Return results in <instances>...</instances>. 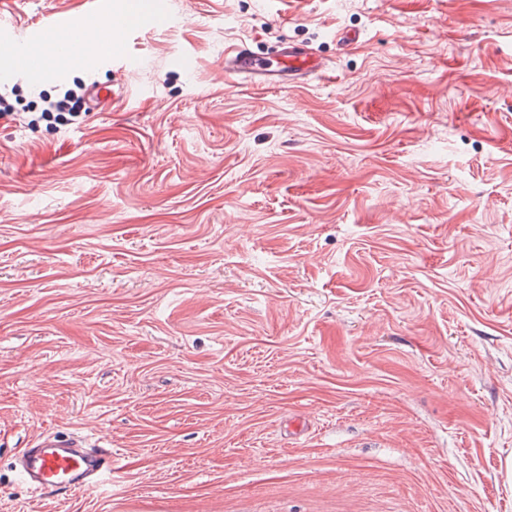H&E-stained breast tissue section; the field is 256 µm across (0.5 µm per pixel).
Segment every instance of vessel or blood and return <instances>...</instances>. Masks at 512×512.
<instances>
[{
    "label": "vessel or blood",
    "instance_id": "1",
    "mask_svg": "<svg viewBox=\"0 0 512 512\" xmlns=\"http://www.w3.org/2000/svg\"><path fill=\"white\" fill-rule=\"evenodd\" d=\"M58 28L66 30L68 38L58 47L59 52L76 50L85 37L84 27L67 14L55 19ZM41 29L28 32L26 39L10 37L7 47L15 51L20 63L32 74H39L43 68L41 59L26 53V40L44 39ZM281 60L248 56L242 51L226 54V69L244 79L266 85H276L295 78H314L323 72L321 65L312 63L306 48L287 43L281 49ZM112 468V455L108 451L88 448L87 439L75 436L67 440L55 434H46L37 440L35 446L22 456V475L35 489L66 491L81 485L89 477L103 474Z\"/></svg>",
    "mask_w": 512,
    "mask_h": 512
}]
</instances>
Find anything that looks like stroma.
<instances>
[{
  "instance_id": "obj_1",
  "label": "stroma",
  "mask_w": 512,
  "mask_h": 512,
  "mask_svg": "<svg viewBox=\"0 0 512 512\" xmlns=\"http://www.w3.org/2000/svg\"><path fill=\"white\" fill-rule=\"evenodd\" d=\"M143 7L108 65L0 44V512H512V0ZM65 12L101 43L0 0ZM284 40L322 77L225 71ZM45 433L111 475L34 491ZM5 30H9L10 38L3 40V44L15 51L20 63L28 70V72L32 73L33 75H38L43 68L42 60L37 57L45 58L47 60L45 69L63 60L58 59V55H53L50 53L49 42H45L43 45L37 47L33 51L32 54L36 57L31 56L25 52L24 45L26 42L30 40H41L46 37V32L44 30H30L25 39H19L18 37H15L10 28L1 26L0 31L3 33ZM44 103L39 118L63 126L76 124L88 112L83 106V96L75 92L67 91L62 97L44 100Z\"/></svg>"
}]
</instances>
